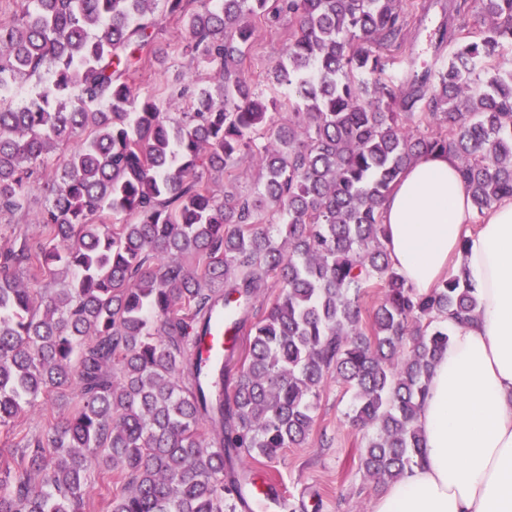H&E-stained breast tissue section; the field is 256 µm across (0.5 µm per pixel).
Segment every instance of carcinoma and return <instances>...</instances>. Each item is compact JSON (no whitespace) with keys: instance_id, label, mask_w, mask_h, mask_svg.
I'll use <instances>...</instances> for the list:
<instances>
[{"instance_id":"carcinoma-1","label":"carcinoma","mask_w":512,"mask_h":512,"mask_svg":"<svg viewBox=\"0 0 512 512\" xmlns=\"http://www.w3.org/2000/svg\"><path fill=\"white\" fill-rule=\"evenodd\" d=\"M154 2L20 0L0 20V216L32 213L40 170L52 195L35 212L38 247L0 248V433L75 388L48 439L0 451V512H83L94 470L124 484L108 512H236L227 465L303 444L329 379L353 394L352 424L374 429L359 469L400 479L423 456L443 323L475 319L478 301L461 274L427 294L407 286L379 208L429 152L456 157L477 213L512 198V68L489 66L512 43V0H474L488 22L475 35L453 24L468 0L448 4L435 48L457 52L401 84L381 74L405 0H164L160 15ZM247 16L288 26L270 69L288 87L279 101L242 76ZM166 17L209 71L207 85L186 77L175 117L132 82L165 62ZM248 155L262 180L219 198L213 184ZM23 265L50 277L60 265L68 287L45 303L13 276ZM369 288L384 296L365 313ZM219 319L243 346L215 367L194 338Z\"/></svg>"}]
</instances>
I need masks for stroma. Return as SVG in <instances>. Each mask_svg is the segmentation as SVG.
<instances>
[{
	"mask_svg": "<svg viewBox=\"0 0 512 512\" xmlns=\"http://www.w3.org/2000/svg\"><path fill=\"white\" fill-rule=\"evenodd\" d=\"M412 19L401 46L391 47L386 58L383 80L400 81L407 69L436 71L447 64L456 51L448 44L434 49L430 37L448 16V0H410ZM255 39L241 65L242 73L255 91L265 97L279 96L280 89L270 81V68L281 56L286 37L281 30L270 29L259 18H251ZM186 36L182 23L166 22L160 35L170 54L164 65H151L134 80L138 91L155 94L162 111H181L182 102L172 93L179 75L193 70L186 57L174 54L175 46ZM351 396L334 381L320 389L316 425L307 442L296 448L283 449L270 463L247 462L246 470L254 479L271 476L282 497L301 504L305 512H370L373 500L383 484L364 478L358 469L357 446L362 430L350 420Z\"/></svg>",
	"mask_w": 512,
	"mask_h": 512,
	"instance_id": "35a3bbf8",
	"label": "stroma"
}]
</instances>
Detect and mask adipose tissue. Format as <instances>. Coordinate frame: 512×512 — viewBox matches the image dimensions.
Here are the masks:
<instances>
[{"instance_id":"ef3b65f1","label":"adipose tissue","mask_w":512,"mask_h":512,"mask_svg":"<svg viewBox=\"0 0 512 512\" xmlns=\"http://www.w3.org/2000/svg\"><path fill=\"white\" fill-rule=\"evenodd\" d=\"M394 268L425 294L466 269L479 314L452 326L418 425L424 456L372 512H512V199L474 224L450 153L410 165L380 206Z\"/></svg>"}]
</instances>
